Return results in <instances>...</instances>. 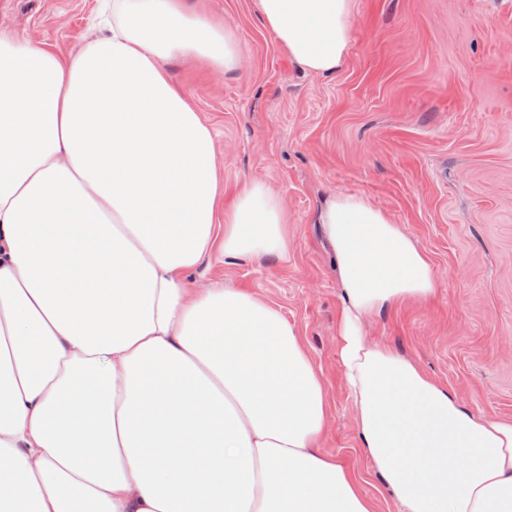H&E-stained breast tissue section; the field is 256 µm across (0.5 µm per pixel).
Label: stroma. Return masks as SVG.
I'll use <instances>...</instances> for the list:
<instances>
[{
    "instance_id": "1",
    "label": "stroma",
    "mask_w": 512,
    "mask_h": 512,
    "mask_svg": "<svg viewBox=\"0 0 512 512\" xmlns=\"http://www.w3.org/2000/svg\"><path fill=\"white\" fill-rule=\"evenodd\" d=\"M238 38L240 63H166L211 128L224 201L276 191L291 258L217 255L189 280L229 284L278 307L320 370L325 454L356 469L379 512L394 493L359 448L339 364L342 299L318 222L337 192L364 194L430 258L438 295L372 317L369 341L414 360L477 415L512 420V0H356L351 45L332 74L304 71L258 0H200ZM98 0H0V31L73 56L99 35Z\"/></svg>"
}]
</instances>
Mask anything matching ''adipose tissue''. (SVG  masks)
Wrapping results in <instances>:
<instances>
[{
	"mask_svg": "<svg viewBox=\"0 0 512 512\" xmlns=\"http://www.w3.org/2000/svg\"><path fill=\"white\" fill-rule=\"evenodd\" d=\"M258 4L304 70L340 67L355 0ZM105 29L67 60L0 33V512H377L321 451L330 402L297 328L186 284L215 249L290 256L269 187L225 204L213 134L164 68L234 70L235 36L186 0H112ZM319 222L358 439L399 512H512V421L366 338L435 297L428 255L360 193Z\"/></svg>",
	"mask_w": 512,
	"mask_h": 512,
	"instance_id": "obj_1",
	"label": "adipose tissue"
}]
</instances>
